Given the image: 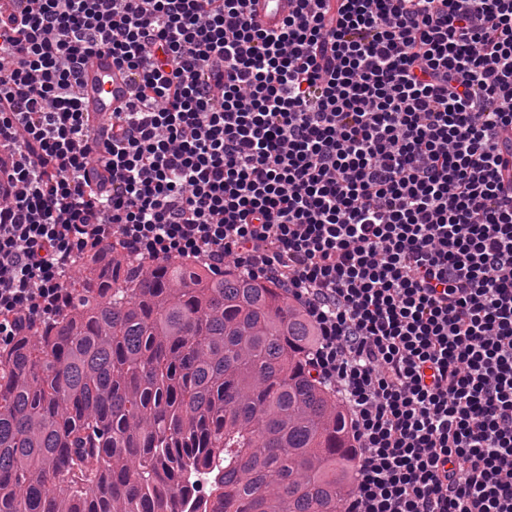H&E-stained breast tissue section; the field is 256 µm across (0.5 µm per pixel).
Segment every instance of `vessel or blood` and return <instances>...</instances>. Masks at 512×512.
Listing matches in <instances>:
<instances>
[{
	"label": "vessel or blood",
	"instance_id": "1",
	"mask_svg": "<svg viewBox=\"0 0 512 512\" xmlns=\"http://www.w3.org/2000/svg\"><path fill=\"white\" fill-rule=\"evenodd\" d=\"M291 10V0H258L256 15L263 28L279 29ZM81 108L88 112L97 143L110 135V116L121 109L129 98L131 76L126 69L113 64L109 53L95 55L80 75Z\"/></svg>",
	"mask_w": 512,
	"mask_h": 512
}]
</instances>
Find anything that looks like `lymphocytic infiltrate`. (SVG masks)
I'll list each match as a JSON object with an SVG mask.
<instances>
[{
  "label": "lymphocytic infiltrate",
  "mask_w": 512,
  "mask_h": 512,
  "mask_svg": "<svg viewBox=\"0 0 512 512\" xmlns=\"http://www.w3.org/2000/svg\"><path fill=\"white\" fill-rule=\"evenodd\" d=\"M11 0L0 343L117 245L275 282L350 415L344 512H512V0ZM131 71L99 147L79 74ZM256 15L263 28L278 30L288 18L292 0H257Z\"/></svg>",
  "instance_id": "obj_1"
}]
</instances>
